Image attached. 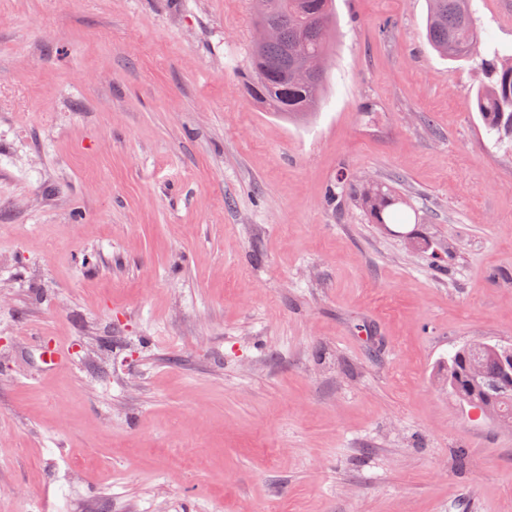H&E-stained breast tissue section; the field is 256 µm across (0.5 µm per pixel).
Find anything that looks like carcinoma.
<instances>
[{
  "mask_svg": "<svg viewBox=\"0 0 512 512\" xmlns=\"http://www.w3.org/2000/svg\"><path fill=\"white\" fill-rule=\"evenodd\" d=\"M428 41L434 50L450 60H469L481 44L479 28L469 9V0H429ZM332 0H269L266 20L278 25L283 40L252 46L245 82L248 96L265 111L302 114L320 108L325 84L324 60ZM319 61L311 70L310 82L297 84L293 71L300 55ZM487 81L475 92L476 107L483 124L501 137L512 139V53L495 52L481 59ZM367 214L376 224L402 226L397 215L399 198L376 191L365 195ZM476 356L482 366L479 375L469 377L465 365ZM452 370L459 373L457 389L475 402L493 406L499 415L512 417V388L499 387L501 362L488 349L472 353L462 349Z\"/></svg>",
  "mask_w": 512,
  "mask_h": 512,
  "instance_id": "carcinoma-1",
  "label": "carcinoma"
}]
</instances>
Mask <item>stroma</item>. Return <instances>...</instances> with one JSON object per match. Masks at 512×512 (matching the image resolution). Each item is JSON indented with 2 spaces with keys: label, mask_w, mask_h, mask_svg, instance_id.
<instances>
[{
  "label": "stroma",
  "mask_w": 512,
  "mask_h": 512,
  "mask_svg": "<svg viewBox=\"0 0 512 512\" xmlns=\"http://www.w3.org/2000/svg\"><path fill=\"white\" fill-rule=\"evenodd\" d=\"M334 9L296 120L245 92L252 0H0V512H512L444 375L512 343V141L429 0ZM363 203L367 214L375 224H395L397 227L404 225L399 221L401 218L397 215V206L402 203L399 198L377 190L366 194ZM388 210H390V222H387L384 217Z\"/></svg>",
  "instance_id": "stroma-1"
}]
</instances>
